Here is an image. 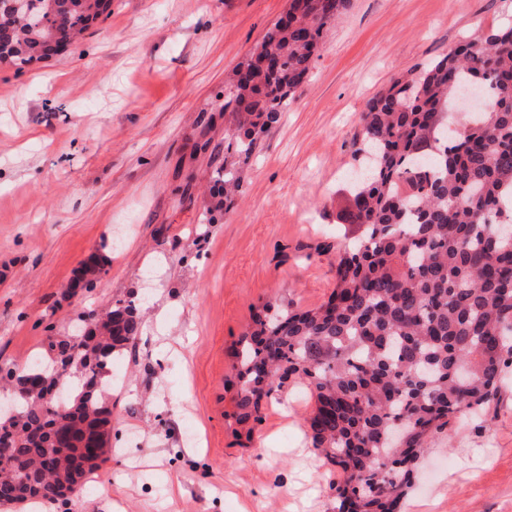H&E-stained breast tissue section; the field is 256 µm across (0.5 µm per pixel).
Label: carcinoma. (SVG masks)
Segmentation results:
<instances>
[{"instance_id":"obj_1","label":"carcinoma","mask_w":512,"mask_h":512,"mask_svg":"<svg viewBox=\"0 0 512 512\" xmlns=\"http://www.w3.org/2000/svg\"><path fill=\"white\" fill-rule=\"evenodd\" d=\"M0 0V62L23 71L74 43L111 14L112 0ZM350 0H290L227 83L224 166L214 185L230 208L240 168L288 110L330 23ZM478 79L490 105L468 118L452 113L463 84ZM359 153L368 177L351 185L359 234L336 264L327 302L293 310L263 306L234 353L235 420H260L263 402L288 380L315 402L313 448L338 467L336 512H400L433 434L464 414L485 416L512 366V27L489 31L376 94L363 112ZM95 337H69L74 362L64 380L66 411L41 394L18 403L4 429L0 504L77 492L93 468L95 411L102 378L139 335L131 304L95 322ZM0 382L59 375L56 358ZM66 421L72 442L52 437Z\"/></svg>"}]
</instances>
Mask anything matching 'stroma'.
Listing matches in <instances>:
<instances>
[{
    "label": "stroma",
    "mask_w": 512,
    "mask_h": 512,
    "mask_svg": "<svg viewBox=\"0 0 512 512\" xmlns=\"http://www.w3.org/2000/svg\"><path fill=\"white\" fill-rule=\"evenodd\" d=\"M288 4L112 0L78 45L21 73L0 64V367L25 369L116 301L142 319L112 377L109 460L45 512L336 508L301 386L237 434L233 350L267 301L330 295L367 101L512 24V0H350L243 165L241 197L217 211L226 78ZM490 414L492 426L458 419L436 434L403 512H512V369Z\"/></svg>",
    "instance_id": "stroma-1"
}]
</instances>
